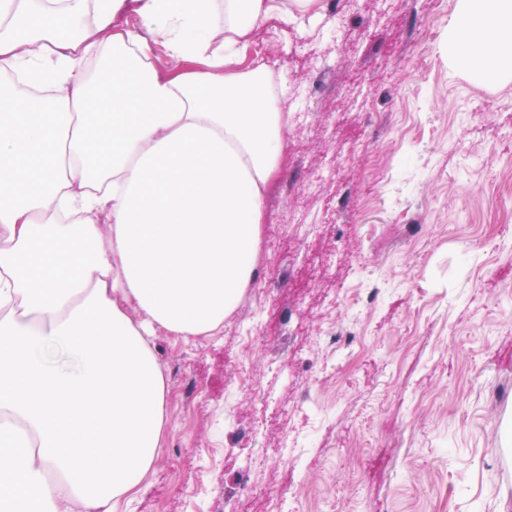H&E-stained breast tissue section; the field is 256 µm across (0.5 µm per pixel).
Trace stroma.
<instances>
[{
  "mask_svg": "<svg viewBox=\"0 0 512 512\" xmlns=\"http://www.w3.org/2000/svg\"><path fill=\"white\" fill-rule=\"evenodd\" d=\"M456 6L252 33L288 113L257 278L223 335L152 336L170 426L134 512H512V78L449 68ZM253 430L265 494L231 507Z\"/></svg>",
  "mask_w": 512,
  "mask_h": 512,
  "instance_id": "35a3bbf8",
  "label": "stroma"
}]
</instances>
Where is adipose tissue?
Here are the masks:
<instances>
[{"mask_svg":"<svg viewBox=\"0 0 512 512\" xmlns=\"http://www.w3.org/2000/svg\"><path fill=\"white\" fill-rule=\"evenodd\" d=\"M320 9L0 0V503L133 501L169 422L148 336L223 334L256 277L288 114L249 36ZM448 59L511 77L512 0H458Z\"/></svg>","mask_w":512,"mask_h":512,"instance_id":"obj_1","label":"adipose tissue"}]
</instances>
